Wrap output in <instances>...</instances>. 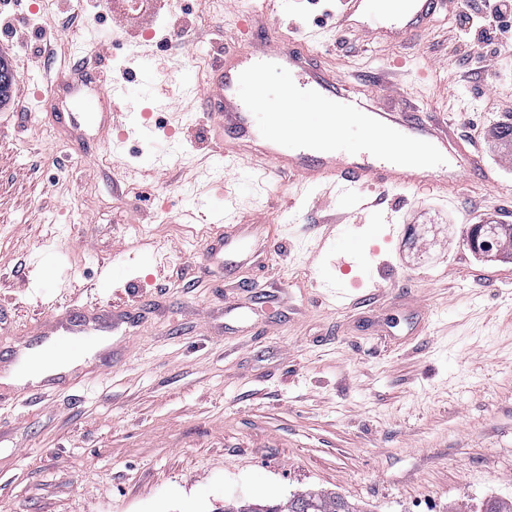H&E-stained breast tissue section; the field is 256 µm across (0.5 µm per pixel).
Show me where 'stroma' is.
I'll list each match as a JSON object with an SVG mask.
<instances>
[{
    "label": "stroma",
    "instance_id": "stroma-1",
    "mask_svg": "<svg viewBox=\"0 0 512 512\" xmlns=\"http://www.w3.org/2000/svg\"><path fill=\"white\" fill-rule=\"evenodd\" d=\"M0 0V365L38 347L51 313L126 312L77 375L50 387L0 382V512H222L228 501L285 502L310 487L367 512H482L512 499V259L465 243V220L512 224V155L496 129L512 111V51L474 69L439 12L400 44L336 28L337 0H150L112 43V76L132 62L153 79L123 100L146 132L111 149L74 147L38 92L107 33L119 0ZM195 32L185 47L168 36ZM310 34L346 94L385 77L381 98L457 135L483 138L492 179L442 199L433 182L362 208L357 196L302 193L284 178L203 158L189 111L163 109L178 70L205 76L249 32ZM170 156L150 163L164 144ZM224 221L277 225L254 263L201 274L211 208ZM395 270L375 287L380 262ZM343 287L345 306L323 295Z\"/></svg>",
    "mask_w": 512,
    "mask_h": 512
}]
</instances>
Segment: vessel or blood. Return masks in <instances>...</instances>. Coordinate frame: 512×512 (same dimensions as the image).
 Segmentation results:
<instances>
[{
	"mask_svg": "<svg viewBox=\"0 0 512 512\" xmlns=\"http://www.w3.org/2000/svg\"><path fill=\"white\" fill-rule=\"evenodd\" d=\"M336 17L340 28H355L364 35L389 43L403 42L426 26L438 7L447 0H406L401 11L380 7L379 0H340ZM101 48L86 50L68 71L48 82L44 95L49 101L75 98L73 112H53L52 123L78 131L79 117L95 121L97 139L111 144L113 132L122 130L116 97L125 95L122 86L105 85L98 74ZM278 78L276 98L283 111L264 112L269 96L265 79ZM175 97L190 103L208 101L201 126L204 142L223 158L225 170L258 156L277 176L315 188L342 184L344 189L375 188L380 191L408 189L433 180L443 197H455L465 177L483 172L484 167L467 140L421 121L413 112H382L365 105L363 97H342L335 73L299 48L294 37L268 36L259 43L248 42L223 53L205 79L182 73L174 83ZM341 112L340 127L326 117ZM354 128L362 146L351 151L341 145L342 132ZM222 211H215V228L200 263L202 273L229 269L249 262L247 239L233 236L221 227ZM98 314L85 313L56 320L47 340L48 357L65 362L94 350L99 343Z\"/></svg>",
	"mask_w": 512,
	"mask_h": 512,
	"instance_id": "obj_1",
	"label": "vessel or blood"
}]
</instances>
